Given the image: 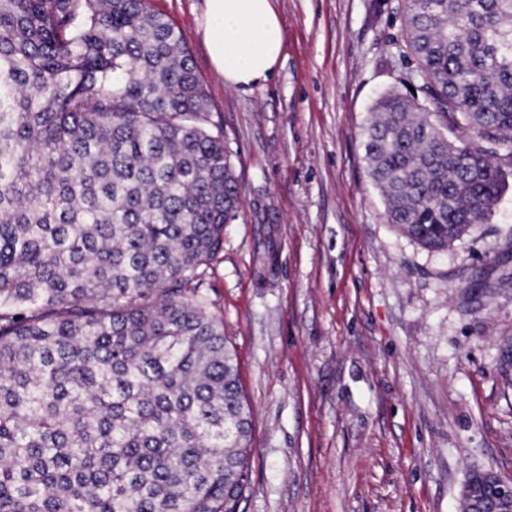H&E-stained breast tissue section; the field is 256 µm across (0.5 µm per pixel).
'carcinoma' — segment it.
<instances>
[{"label": "carcinoma", "mask_w": 512, "mask_h": 512, "mask_svg": "<svg viewBox=\"0 0 512 512\" xmlns=\"http://www.w3.org/2000/svg\"><path fill=\"white\" fill-rule=\"evenodd\" d=\"M420 98L363 130L388 222L436 250L512 166V0H405ZM241 186L148 0H0V512H239L252 411L201 289Z\"/></svg>", "instance_id": "cac0c4a2"}]
</instances>
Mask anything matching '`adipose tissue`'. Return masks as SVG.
Segmentation results:
<instances>
[{
  "label": "adipose tissue",
  "mask_w": 512,
  "mask_h": 512,
  "mask_svg": "<svg viewBox=\"0 0 512 512\" xmlns=\"http://www.w3.org/2000/svg\"><path fill=\"white\" fill-rule=\"evenodd\" d=\"M275 0H204L202 26L215 72L230 88L267 82L285 46Z\"/></svg>",
  "instance_id": "1"
}]
</instances>
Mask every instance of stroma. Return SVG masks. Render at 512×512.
<instances>
[{
    "label": "stroma",
    "instance_id": "1",
    "mask_svg": "<svg viewBox=\"0 0 512 512\" xmlns=\"http://www.w3.org/2000/svg\"><path fill=\"white\" fill-rule=\"evenodd\" d=\"M182 32L242 185L206 269L253 408L241 512H460L473 470L512 479V185L443 252L389 224L363 158L374 102L417 86L404 0H276L264 84L227 88L203 0Z\"/></svg>",
    "mask_w": 512,
    "mask_h": 512
}]
</instances>
